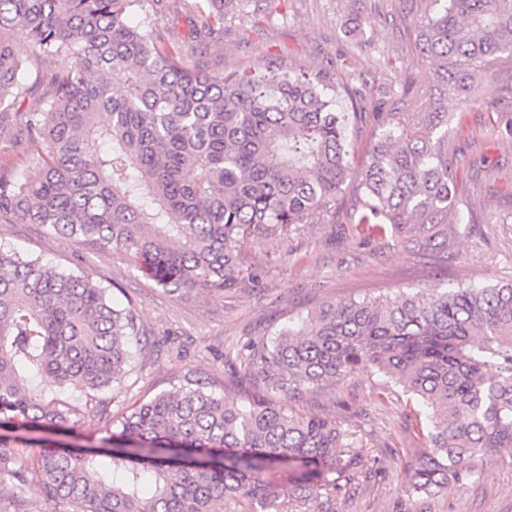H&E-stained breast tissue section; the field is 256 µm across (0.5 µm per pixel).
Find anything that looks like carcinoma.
<instances>
[{
    "mask_svg": "<svg viewBox=\"0 0 512 512\" xmlns=\"http://www.w3.org/2000/svg\"><path fill=\"white\" fill-rule=\"evenodd\" d=\"M134 11L145 15L136 26ZM159 11L161 0H0V106L25 94L13 39L36 57L73 59L26 120L45 148L41 174L0 177V219L119 252L171 295L236 289L253 276L247 240L313 223L355 176L358 223L374 217L401 243L448 247L460 180L448 113L411 126L380 114L385 132L357 174L345 113L322 79L191 68L160 33ZM201 27L224 35V0H208ZM416 39L439 98L471 101L512 61V0H431ZM141 334L109 289L0 247V483L33 481L59 512H287L272 472L293 462L294 487L329 501L328 475L345 476L351 444L336 422L275 397L366 368L425 417L429 444L409 495L471 480L485 456L512 457V280L329 302L307 332L281 327L239 350L231 373L255 388L239 402L188 377L130 405L108 448L16 452L7 431H60L78 414L43 379L104 390L126 377Z\"/></svg>",
    "mask_w": 512,
    "mask_h": 512,
    "instance_id": "cac0c4a2",
    "label": "carcinoma"
}]
</instances>
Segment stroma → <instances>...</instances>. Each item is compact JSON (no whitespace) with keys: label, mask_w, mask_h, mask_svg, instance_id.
<instances>
[{"label":"stroma","mask_w":512,"mask_h":512,"mask_svg":"<svg viewBox=\"0 0 512 512\" xmlns=\"http://www.w3.org/2000/svg\"><path fill=\"white\" fill-rule=\"evenodd\" d=\"M204 0H163L158 23L191 60L211 70L270 72L279 64L322 77L337 87V109L352 113L346 149L361 170L381 129L377 115L457 111L440 99L416 45V20L428 0H224V37H193L189 19ZM26 65L28 94L21 105L0 107V177L34 178L40 144L21 136L27 111L43 105L55 74L71 58L39 59L14 44ZM449 124L459 161L458 236L452 250H419L390 230L358 221L359 194L347 185L335 207L288 237L252 240L243 249L253 278L221 296L202 288L166 293L116 252L76 245L38 224L0 220V245L60 269L90 276L108 288L113 303L134 306L143 336L134 346L133 373L100 393L112 415L140 398L171 390L184 378L232 400L244 390L224 366V355L248 340L292 324L306 328L323 304L340 298L395 295L418 288L442 290L512 278V139L499 128L512 121V67L481 85L475 101ZM288 410L335 420L351 446L350 481L328 512H512V457L483 458L479 478L449 483L417 501L408 481L427 445L425 421L397 388H384L371 370L339 384L286 399ZM0 512H57L34 483L0 485Z\"/></svg>","instance_id":"stroma-1"}]
</instances>
